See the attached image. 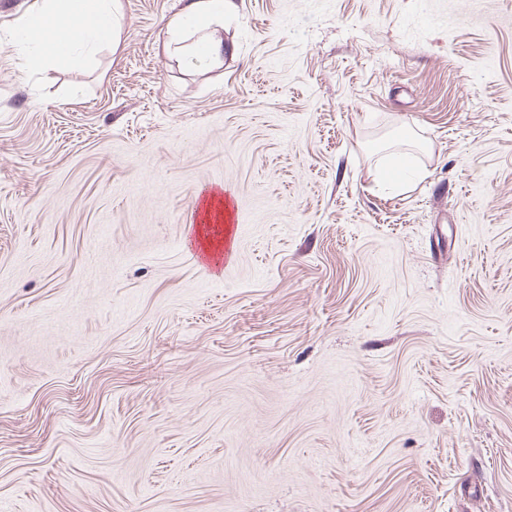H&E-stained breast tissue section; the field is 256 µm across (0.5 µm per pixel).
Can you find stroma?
<instances>
[{
  "label": "stroma",
  "instance_id": "obj_1",
  "mask_svg": "<svg viewBox=\"0 0 512 512\" xmlns=\"http://www.w3.org/2000/svg\"><path fill=\"white\" fill-rule=\"evenodd\" d=\"M0 0V503L512 512V0H121L24 71ZM236 260L187 255L202 186ZM185 6L166 24L160 35L169 57L185 68L219 63L224 54V15L233 11V0H184Z\"/></svg>",
  "mask_w": 512,
  "mask_h": 512
}]
</instances>
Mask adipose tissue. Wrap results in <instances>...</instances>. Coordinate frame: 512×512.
<instances>
[{
  "label": "adipose tissue",
  "instance_id": "ef3b65f1",
  "mask_svg": "<svg viewBox=\"0 0 512 512\" xmlns=\"http://www.w3.org/2000/svg\"><path fill=\"white\" fill-rule=\"evenodd\" d=\"M233 9V0H185L161 34L166 54L190 69L219 63L224 54L219 31ZM122 29L121 0H33L17 39L24 67H81L103 46L118 45Z\"/></svg>",
  "mask_w": 512,
  "mask_h": 512
}]
</instances>
